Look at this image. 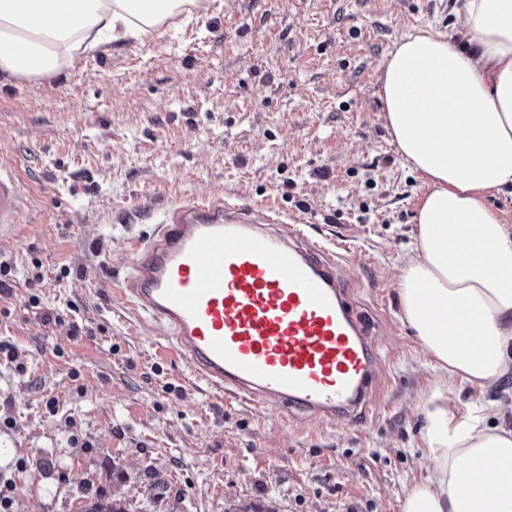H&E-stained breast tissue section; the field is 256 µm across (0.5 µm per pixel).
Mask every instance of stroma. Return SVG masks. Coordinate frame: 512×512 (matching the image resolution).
<instances>
[{
	"label": "stroma",
	"mask_w": 512,
	"mask_h": 512,
	"mask_svg": "<svg viewBox=\"0 0 512 512\" xmlns=\"http://www.w3.org/2000/svg\"><path fill=\"white\" fill-rule=\"evenodd\" d=\"M460 0H211L142 41L0 86V162L28 188L0 296L6 512H402L423 472L436 373L398 277L426 187L386 126L380 78L401 37L460 41ZM270 204L336 266L378 358L359 421L290 415L197 379L119 289L179 202ZM40 266L44 279L27 274ZM449 403L499 402L512 374Z\"/></svg>",
	"instance_id": "35a3bbf8"
}]
</instances>
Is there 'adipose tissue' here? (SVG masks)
<instances>
[{
  "mask_svg": "<svg viewBox=\"0 0 512 512\" xmlns=\"http://www.w3.org/2000/svg\"><path fill=\"white\" fill-rule=\"evenodd\" d=\"M200 0H0V84L61 75L101 46L138 38ZM466 44L409 35L380 97L402 157L421 174L403 315L438 379L421 402L426 473L402 512H512V427L449 406L452 388L512 373V226L485 202L512 186V0H464Z\"/></svg>",
  "mask_w": 512,
  "mask_h": 512,
  "instance_id": "1",
  "label": "adipose tissue"
}]
</instances>
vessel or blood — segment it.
Instances as JSON below:
<instances>
[{
	"mask_svg": "<svg viewBox=\"0 0 512 512\" xmlns=\"http://www.w3.org/2000/svg\"><path fill=\"white\" fill-rule=\"evenodd\" d=\"M25 204L0 164V237ZM274 209L215 197L168 211L123 293L169 336L199 379L244 401L350 416L371 401L375 358L334 260L280 231Z\"/></svg>",
	"mask_w": 512,
	"mask_h": 512,
	"instance_id": "b4317fda",
	"label": "vessel or blood"
}]
</instances>
